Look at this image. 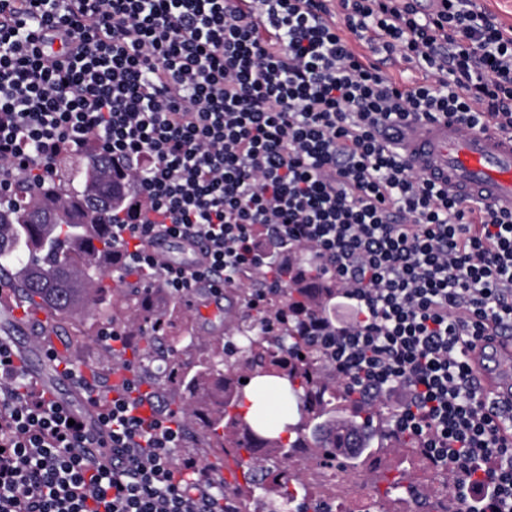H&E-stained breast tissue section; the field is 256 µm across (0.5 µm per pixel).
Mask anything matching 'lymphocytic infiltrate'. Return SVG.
Returning a JSON list of instances; mask_svg holds the SVG:
<instances>
[{
  "mask_svg": "<svg viewBox=\"0 0 512 512\" xmlns=\"http://www.w3.org/2000/svg\"><path fill=\"white\" fill-rule=\"evenodd\" d=\"M355 36L425 82L391 81ZM440 115L512 131V33L477 0H0V198L52 179L65 147L110 157L133 181L115 254L178 298L305 252L343 310L313 336L337 379L394 402L461 512H512V432L469 359L512 331V213L390 146ZM161 237L204 263H162ZM68 376L93 414L47 397L0 336V512H230L209 469L174 464L184 429L138 369L109 392Z\"/></svg>",
  "mask_w": 512,
  "mask_h": 512,
  "instance_id": "obj_1",
  "label": "lymphocytic infiltrate"
}]
</instances>
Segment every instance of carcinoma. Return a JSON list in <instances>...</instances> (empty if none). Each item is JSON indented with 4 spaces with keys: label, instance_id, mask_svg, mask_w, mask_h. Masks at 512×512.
I'll use <instances>...</instances> for the list:
<instances>
[{
    "label": "carcinoma",
    "instance_id": "obj_1",
    "mask_svg": "<svg viewBox=\"0 0 512 512\" xmlns=\"http://www.w3.org/2000/svg\"><path fill=\"white\" fill-rule=\"evenodd\" d=\"M65 175L45 184L28 176L18 178L8 202H0V273L11 272L17 304L47 306L73 323L72 345L80 349L89 336L86 321L130 324L137 336L129 361L149 368L161 356L168 361L163 386L184 387L190 395L180 405L183 422L191 426L204 420L207 447L222 452L234 447L248 456L253 470L272 477V485L253 494L252 486L235 487L236 512H281L288 508L290 479L279 481L270 465L287 458V448H303L310 438L317 455L336 447V403H348L355 415L342 424L355 432L370 429L361 417L364 405L349 395L336 379L318 348L309 342L310 319L327 316L336 296V283L325 281L313 295L306 284L288 277L283 288H257L254 280L226 288L238 300L241 312L224 314V331L201 344V354L191 359L189 346L170 339L173 323L191 320L184 300L160 299L156 289L140 276L131 283L130 272L113 255L105 217L94 200L119 178L112 162L66 147L57 158ZM59 210L65 218L57 224H32L31 215ZM113 358L115 364L128 361ZM256 377H277L288 382L280 409L295 405L298 420L286 426L294 439L285 443L275 435L272 416L230 415L244 402L246 382ZM271 443L284 449L264 457L252 449Z\"/></svg>",
    "mask_w": 512,
    "mask_h": 512
}]
</instances>
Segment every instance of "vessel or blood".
<instances>
[{
	"label": "vessel or blood",
	"mask_w": 512,
	"mask_h": 512,
	"mask_svg": "<svg viewBox=\"0 0 512 512\" xmlns=\"http://www.w3.org/2000/svg\"><path fill=\"white\" fill-rule=\"evenodd\" d=\"M404 155L413 169L474 206L512 211V133L451 119L408 124ZM471 360L481 392L512 402V335L499 336Z\"/></svg>",
	"instance_id": "obj_1"
}]
</instances>
